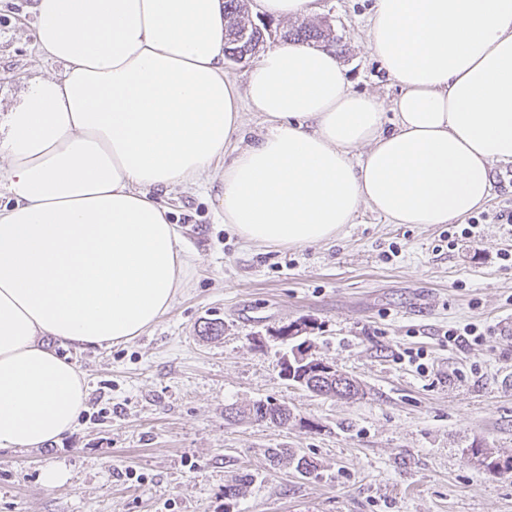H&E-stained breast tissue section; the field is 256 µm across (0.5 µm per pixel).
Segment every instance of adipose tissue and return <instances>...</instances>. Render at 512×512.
Wrapping results in <instances>:
<instances>
[{"instance_id": "ef3b65f1", "label": "adipose tissue", "mask_w": 512, "mask_h": 512, "mask_svg": "<svg viewBox=\"0 0 512 512\" xmlns=\"http://www.w3.org/2000/svg\"><path fill=\"white\" fill-rule=\"evenodd\" d=\"M63 63L0 138V448L59 440L87 383L77 350L141 336L189 285L193 254L159 194L213 189L248 245L336 238L366 207L391 224L481 208L512 162V0H375L370 48L400 88L392 127L333 52L285 43L245 82L224 70V0H33ZM264 134L245 142V112Z\"/></svg>"}]
</instances>
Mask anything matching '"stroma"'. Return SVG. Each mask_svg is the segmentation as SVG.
I'll use <instances>...</instances> for the list:
<instances>
[{"label": "stroma", "mask_w": 512, "mask_h": 512, "mask_svg": "<svg viewBox=\"0 0 512 512\" xmlns=\"http://www.w3.org/2000/svg\"><path fill=\"white\" fill-rule=\"evenodd\" d=\"M375 0H318L352 91L376 96L384 123L399 93L366 38ZM32 0H0V123L30 80L62 75L34 41ZM505 164L480 208L479 234L455 225L388 224L361 208L336 239L246 246L219 223L213 194L176 188L164 201L196 254L191 282L146 334L105 351L70 352L88 397L74 428L38 448H0V512H512V473L487 470L475 444L512 456V204ZM209 322L223 336L203 337ZM304 323L313 357L360 382L326 398L281 374L275 331ZM477 325L482 340L445 333ZM423 353L421 364L405 360ZM284 403L277 427L225 411ZM286 448L317 465L270 468ZM67 479L48 488L44 469ZM250 482L232 507L224 486Z\"/></svg>", "instance_id": "stroma-1"}]
</instances>
